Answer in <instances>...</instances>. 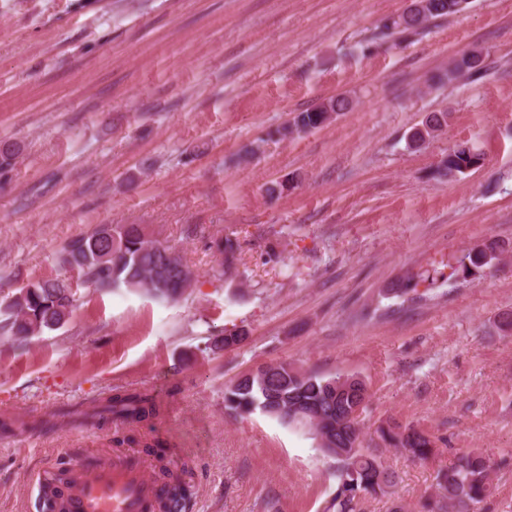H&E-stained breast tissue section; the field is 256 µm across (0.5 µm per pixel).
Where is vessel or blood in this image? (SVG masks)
<instances>
[{"instance_id": "1", "label": "vessel or blood", "mask_w": 512, "mask_h": 512, "mask_svg": "<svg viewBox=\"0 0 512 512\" xmlns=\"http://www.w3.org/2000/svg\"><path fill=\"white\" fill-rule=\"evenodd\" d=\"M157 497L143 466L121 458L90 474L77 472L65 492L68 512H150Z\"/></svg>"}]
</instances>
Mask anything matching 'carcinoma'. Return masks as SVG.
Returning a JSON list of instances; mask_svg holds the SVG:
<instances>
[{"mask_svg":"<svg viewBox=\"0 0 512 512\" xmlns=\"http://www.w3.org/2000/svg\"><path fill=\"white\" fill-rule=\"evenodd\" d=\"M424 12L408 9L381 21L384 35L399 34L404 38L420 34L432 20L448 17L464 10L467 0H424ZM484 69V55L471 51L453 60L440 82L451 83L461 76H475ZM349 107L344 96L327 99L320 105L297 112L274 135L286 139L317 128ZM448 126V112H428L421 122L406 134V147L416 150L436 137ZM22 154V145L0 141V169L12 167ZM484 163V155L466 142L450 148L434 168L440 178H452ZM229 268L236 259L239 242L226 235L215 241ZM170 247L153 239L143 224H98L91 231L71 240L60 251V265L73 272L71 277L37 278L4 301L6 318L0 331L14 340H25L67 325L75 308L76 295L82 285L98 290L125 287L142 290L152 297L177 301L192 286L196 273L180 256L170 259ZM504 249L490 242L479 249L464 252L446 264L449 272L437 269L422 278L431 285L438 278L450 281L469 278L498 260ZM248 331L240 329L214 341L217 349H228L243 342ZM355 378L353 374L320 375L297 370L288 363L270 364L263 371L245 374L224 389V410L242 416L256 411L288 425H304L313 430L320 448L339 463L337 487L328 509L332 512H357L365 495L387 492L395 476L372 454L362 448L359 418L349 419L354 407L365 411L369 392L358 388L336 393L338 384ZM160 404L148 395L121 393L108 397L98 414L116 415L128 422L141 423L155 418ZM380 438L405 449L412 457L426 460L436 453L433 440L413 427L388 424L379 427ZM490 465L479 451L460 456L449 468L438 471L436 499L431 508L437 512H471L488 490ZM158 504L163 512H185L188 497L181 474L164 464L160 468Z\"/></svg>","mask_w":512,"mask_h":512,"instance_id":"cac0c4a2","label":"carcinoma"}]
</instances>
